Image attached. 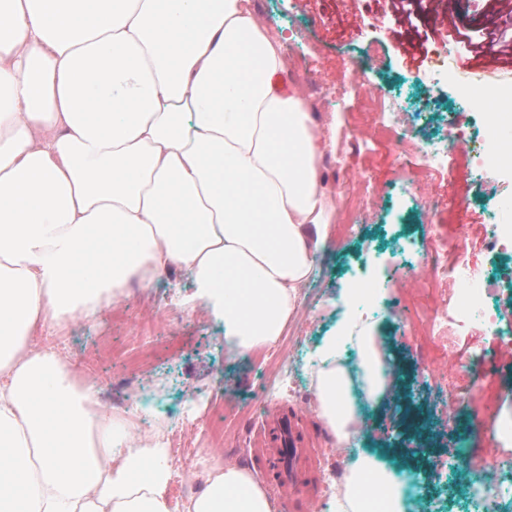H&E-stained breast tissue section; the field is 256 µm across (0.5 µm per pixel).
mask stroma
<instances>
[{
	"instance_id": "obj_1",
	"label": "stroma",
	"mask_w": 512,
	"mask_h": 512,
	"mask_svg": "<svg viewBox=\"0 0 512 512\" xmlns=\"http://www.w3.org/2000/svg\"><path fill=\"white\" fill-rule=\"evenodd\" d=\"M255 13L281 38L288 62L283 85L301 87L320 128L335 125L336 142L322 159L326 193L335 197L342 180L354 178V193L366 202L362 223L350 230L332 221L315 274L299 290L297 317L270 352L226 358L223 325L204 308L188 312L174 306L175 297L192 292L176 268L160 275L154 287L129 289L96 321L77 319L66 330L38 332L30 343L64 352L75 376L94 382L102 407L136 396L153 404L170 448L180 452L169 460L172 505L183 502V487L215 466L235 463L236 449L244 448L246 469L273 512H332L323 472L335 466L340 450L315 412L308 380L311 357L343 318L340 294L353 279L373 283L385 299L375 333L391 356L396 385L366 407L362 446L415 481L409 512H486L470 499L468 488L479 481L480 467L512 459V357L503 343L512 329L504 326L494 333L477 321L465 332L452 330L433 339L426 316L454 301L455 283L442 277L422 290L393 277L430 245L437 247L441 263H451L455 245L462 242L469 260L501 283L495 308L512 312L507 277L512 265L487 250L491 224L503 222L504 204L512 202V177L502 182L480 175L454 151L431 165L421 154L427 144L447 138L454 118L475 135L484 123L480 108L460 102L453 80L428 85L423 67L402 58L400 45L414 28L431 32V53L447 45V33L438 16L425 11L405 20L393 0L360 5L353 0H255ZM360 70L382 99L400 102L415 125L404 144V165H397L391 151L396 133L381 129L390 113L363 111L358 98L346 96L332 114L315 94L319 87L333 91L349 84ZM427 196L437 200L436 209L425 207ZM452 353L489 357L496 372L475 381L451 367ZM288 356L299 363L264 410L292 420L302 447L311 451L309 465L298 468V489L291 498L269 481L277 469L278 432L260 436V420L236 412L257 392L261 366L269 358ZM452 402L462 404L463 412L449 411ZM460 457L471 460V469L456 467Z\"/></svg>"
}]
</instances>
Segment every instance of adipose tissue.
Instances as JSON below:
<instances>
[{
	"label": "adipose tissue",
	"mask_w": 512,
	"mask_h": 512,
	"mask_svg": "<svg viewBox=\"0 0 512 512\" xmlns=\"http://www.w3.org/2000/svg\"><path fill=\"white\" fill-rule=\"evenodd\" d=\"M253 0H0V512H172L167 447L103 410L40 329L95 319L172 267L224 347L272 348L327 247L322 133ZM315 350L336 444L393 369L362 319ZM182 512H271L243 468L210 470ZM336 512H407L375 456Z\"/></svg>",
	"instance_id": "adipose-tissue-1"
}]
</instances>
